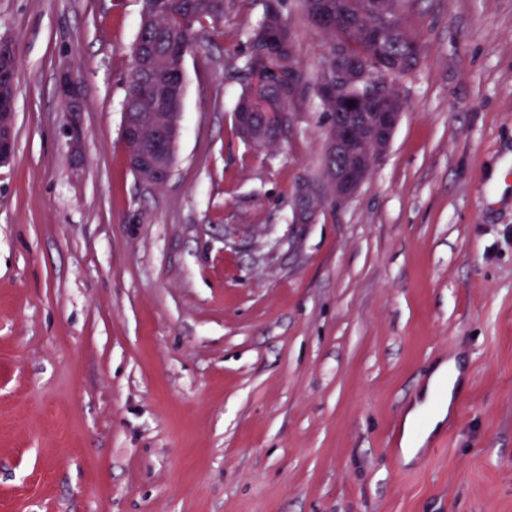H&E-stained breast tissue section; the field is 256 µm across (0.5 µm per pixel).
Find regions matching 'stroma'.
Returning <instances> with one entry per match:
<instances>
[{"instance_id":"35a3bbf8","label":"stroma","mask_w":512,"mask_h":512,"mask_svg":"<svg viewBox=\"0 0 512 512\" xmlns=\"http://www.w3.org/2000/svg\"><path fill=\"white\" fill-rule=\"evenodd\" d=\"M229 3L196 32L155 188L119 140L142 0H0V512H512V0H406L421 58L345 200L315 90L328 37L284 0L307 95L249 145L234 108L266 0ZM448 359L462 388L405 461V413ZM59 88L68 106L65 125V145L75 157H80L84 131L80 124V115L85 111L84 100L78 83L70 73L63 72L59 77ZM8 108L0 106V166L12 161L15 154L16 112H7Z\"/></svg>"}]
</instances>
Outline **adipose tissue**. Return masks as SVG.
<instances>
[{
  "label": "adipose tissue",
  "mask_w": 512,
  "mask_h": 512,
  "mask_svg": "<svg viewBox=\"0 0 512 512\" xmlns=\"http://www.w3.org/2000/svg\"><path fill=\"white\" fill-rule=\"evenodd\" d=\"M443 386L451 392L460 387L459 371L455 360L443 361L437 365L420 401L406 414L402 441L405 458H413L429 433L439 428L445 420L450 403L436 399L439 388Z\"/></svg>",
  "instance_id": "adipose-tissue-1"
}]
</instances>
